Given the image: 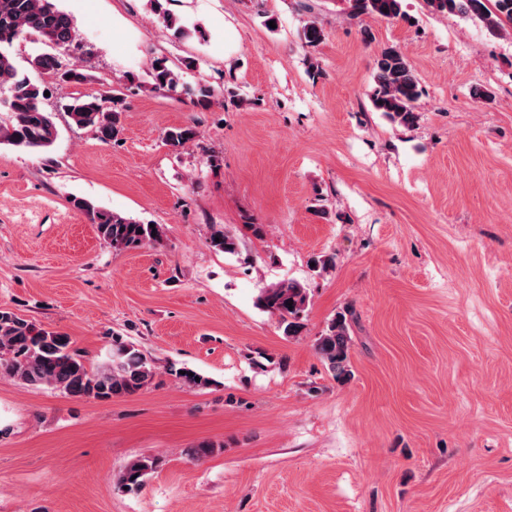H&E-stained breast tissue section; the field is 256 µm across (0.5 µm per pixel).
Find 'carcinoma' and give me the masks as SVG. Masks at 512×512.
Segmentation results:
<instances>
[{
	"label": "carcinoma",
	"mask_w": 512,
	"mask_h": 512,
	"mask_svg": "<svg viewBox=\"0 0 512 512\" xmlns=\"http://www.w3.org/2000/svg\"><path fill=\"white\" fill-rule=\"evenodd\" d=\"M350 16L403 19L404 0H348ZM435 11L476 18L493 34L512 25V0H426ZM35 36L44 43L64 48L77 38L72 17L55 0H0V145L24 150H46L58 137L54 113L43 104L45 88L26 76L14 65L11 48L14 42ZM30 67L43 76L59 74V58L38 53L29 60ZM152 86L174 91L180 85L179 72L159 61L151 68ZM374 86L370 101L375 111L390 122L410 128L417 123L416 103L421 90L407 56L396 46L382 48L376 58ZM122 98L102 94H85L68 105L73 125L94 130L103 142L120 133ZM196 136L191 127L167 130L164 140L173 148L184 146ZM73 207L89 218L100 240L115 251L137 249L162 239L161 225L140 224L119 213L102 210L84 198L72 199ZM211 246L233 254L237 250L234 235L223 228L213 229ZM312 271L322 275L336 265V254L324 253L312 258ZM257 305L279 319L283 335L297 336L303 328V317L309 306L307 289L294 279L272 283L259 292ZM346 308L336 313L315 343L316 350L329 372L339 382L351 378L349 352L350 318ZM158 367L153 358L136 345L113 339L111 357L97 366L89 365L72 346L69 336L51 331L22 318L11 309L0 307V374L26 385L46 387L71 397L109 400L134 395L153 384ZM169 372L190 388H205L212 381L204 375L175 367ZM159 465V459L143 456L129 462L120 484L128 490L143 486L146 477Z\"/></svg>",
	"instance_id": "1"
}]
</instances>
